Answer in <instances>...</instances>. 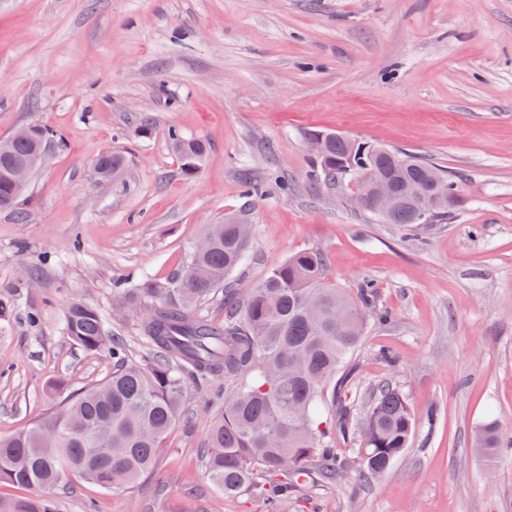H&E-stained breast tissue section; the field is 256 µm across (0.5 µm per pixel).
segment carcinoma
<instances>
[{
  "instance_id": "carcinoma-1",
  "label": "carcinoma",
  "mask_w": 512,
  "mask_h": 512,
  "mask_svg": "<svg viewBox=\"0 0 512 512\" xmlns=\"http://www.w3.org/2000/svg\"><path fill=\"white\" fill-rule=\"evenodd\" d=\"M184 173L196 174L207 151L198 138L169 135ZM61 146L44 125L29 136L0 140V210H13L26 189L10 170L42 156L44 146ZM365 168L392 185L425 179L436 166L405 153L378 157L332 138L325 158L312 160L317 183L348 182L346 164ZM100 181L127 166L126 156L108 152L96 159ZM202 252H189L186 266L159 279L144 276L114 288L124 308L138 315L147 347L141 362L127 358L121 337L109 333L95 305L71 301L63 330L88 352H106L110 376L78 393L61 411L34 426L0 437V483L33 489L35 496L0 497V512H55L51 492L74 472L105 491L131 486L155 463L169 432L185 419L187 380L224 376V408L205 421V470L226 497H244L260 512H281L288 496L312 477L332 484L354 472L363 480L384 474L404 454L417 422L401 388L375 384L359 412L347 408L353 386L349 361L364 336L375 285L366 280L356 294L336 287L327 258L303 249L248 288L226 285L245 259L251 225L238 218L207 225ZM224 290V324L216 325L199 306ZM20 293L0 295V320L19 307ZM331 416L353 455L343 456L323 428ZM475 447L492 457L512 455V434L484 424Z\"/></svg>"
}]
</instances>
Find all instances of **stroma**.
I'll return each mask as SVG.
<instances>
[{
    "instance_id": "stroma-1",
    "label": "stroma",
    "mask_w": 512,
    "mask_h": 512,
    "mask_svg": "<svg viewBox=\"0 0 512 512\" xmlns=\"http://www.w3.org/2000/svg\"><path fill=\"white\" fill-rule=\"evenodd\" d=\"M30 123L65 146L32 176L25 222L0 211V290L22 291L0 323V436L55 410L59 377L81 391L111 374L108 355L64 335L71 300L145 356L114 284L170 276L206 225L241 214L254 236L234 282L309 247L338 287L374 281L388 319L367 321L357 383L391 379L420 424L375 481L313 479L283 512H512V459L472 446L486 421L512 428V0H0V139ZM173 130L208 146L195 175ZM329 131L448 170L460 200L448 222L409 233L356 209L352 185L311 182L307 136ZM107 151L129 164L103 183L90 171ZM246 170L262 190L249 208ZM223 388L188 386V421L133 487L72 476L57 512H251L202 463Z\"/></svg>"
}]
</instances>
